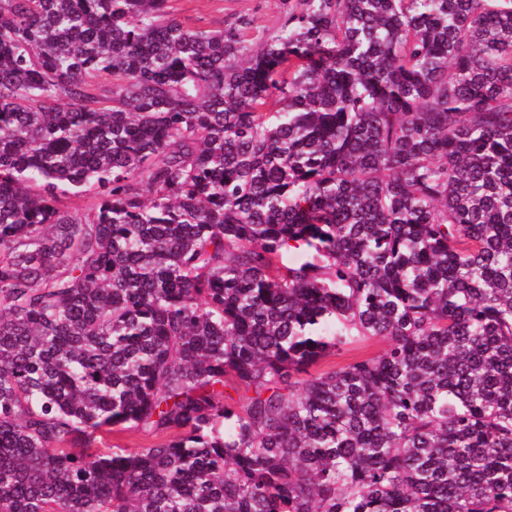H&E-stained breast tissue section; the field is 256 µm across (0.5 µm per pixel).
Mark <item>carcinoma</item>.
Returning a JSON list of instances; mask_svg holds the SVG:
<instances>
[{
  "label": "carcinoma",
  "mask_w": 512,
  "mask_h": 512,
  "mask_svg": "<svg viewBox=\"0 0 512 512\" xmlns=\"http://www.w3.org/2000/svg\"><path fill=\"white\" fill-rule=\"evenodd\" d=\"M252 28L0 0V512H512V0ZM383 348L384 344L382 341L377 338H371L370 340L349 347L348 350L331 352L320 359L316 364L311 365L308 371L311 375H314L328 369L339 368L357 358H367L378 355ZM151 439L143 436L140 432L133 429L123 427H115L111 434L106 435L104 444L98 443L93 450H107L113 445L128 446L129 448H138L139 446L148 445Z\"/></svg>",
  "instance_id": "carcinoma-1"
}]
</instances>
